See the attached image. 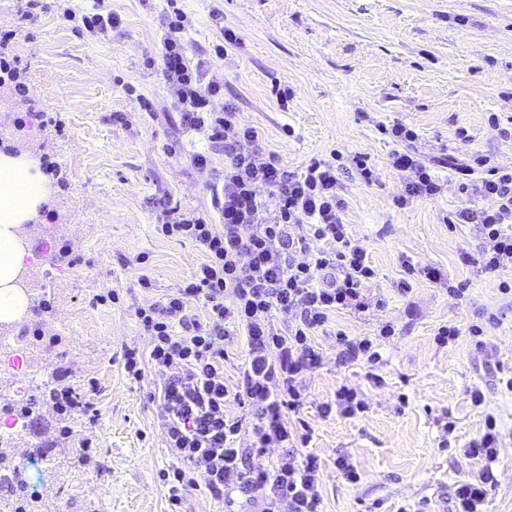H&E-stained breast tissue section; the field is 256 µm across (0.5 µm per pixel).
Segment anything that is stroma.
Returning <instances> with one entry per match:
<instances>
[{
	"instance_id": "35a3bbf8",
	"label": "stroma",
	"mask_w": 512,
	"mask_h": 512,
	"mask_svg": "<svg viewBox=\"0 0 512 512\" xmlns=\"http://www.w3.org/2000/svg\"><path fill=\"white\" fill-rule=\"evenodd\" d=\"M173 2L192 21L190 55L207 60L225 102L288 171L336 162L348 234L372 257L369 311L338 314L334 330L319 334L326 362L309 374V399L290 417L313 432L322 512H449L455 486L481 467L463 450L489 418L503 440L485 510L512 512V297L498 289L502 274L481 269L476 226L450 223L479 202L460 190L454 160L480 151L512 167V139L499 134L512 128V0H104L122 23L101 35L79 19L90 0H40L34 9L0 0V34L27 87L19 96L0 84V151L33 153L52 189L40 221L26 228L47 249L26 276L31 313L9 327L26 342L11 359L0 356L9 366L0 374V425L14 430L7 453L41 455L37 475L69 495L70 512L171 510L157 478L177 464L156 418L161 378L150 371L132 382L110 357L122 344H144L135 307L162 301L204 259L193 243L155 230L165 197L209 207L214 178L191 166L205 142L180 126L148 64ZM221 26L238 42L218 57ZM395 122L415 128L411 148L440 182L437 198L394 205L404 181L389 165L394 144L382 128ZM360 154L371 178L352 162ZM406 258L464 282V298L408 279ZM144 274L151 288L141 287ZM111 290L118 302L98 303ZM486 310L500 323L483 347L467 336L452 348L434 343L438 326L464 327ZM386 321L395 335L376 387L362 367L337 363L334 331L368 336ZM34 371L49 373L53 389L87 391L97 423L82 411L57 413L31 385ZM346 382L362 389L368 411L321 416L320 403ZM476 390L482 402H473ZM26 404V417L3 413ZM343 456L357 465V484L337 470Z\"/></svg>"
}]
</instances>
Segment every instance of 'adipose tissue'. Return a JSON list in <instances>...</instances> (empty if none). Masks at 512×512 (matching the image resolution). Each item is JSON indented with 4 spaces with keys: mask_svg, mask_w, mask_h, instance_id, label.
I'll list each match as a JSON object with an SVG mask.
<instances>
[{
    "mask_svg": "<svg viewBox=\"0 0 512 512\" xmlns=\"http://www.w3.org/2000/svg\"><path fill=\"white\" fill-rule=\"evenodd\" d=\"M49 197V183L36 157L0 154V322L20 319L28 305L15 285L27 257L17 231L38 220Z\"/></svg>",
    "mask_w": 512,
    "mask_h": 512,
    "instance_id": "ef3b65f1",
    "label": "adipose tissue"
}]
</instances>
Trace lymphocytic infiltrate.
Returning a JSON list of instances; mask_svg holds the SVG:
<instances>
[{
	"instance_id": "obj_1",
	"label": "lymphocytic infiltrate",
	"mask_w": 512,
	"mask_h": 512,
	"mask_svg": "<svg viewBox=\"0 0 512 512\" xmlns=\"http://www.w3.org/2000/svg\"><path fill=\"white\" fill-rule=\"evenodd\" d=\"M189 27L180 8L168 11L160 71L182 125L206 136L207 150L191 157L194 167L207 170L213 150L224 152V180L210 198L221 221L164 202L158 233L194 243L204 260L163 302L135 308L147 347L123 346L119 364L134 382L149 368L163 378L157 420L178 464L159 478L171 506L195 487L228 510L241 494L251 512H320L321 465L308 449L311 429L290 426L288 419L308 399L307 375L324 363L319 332L336 314L368 311L364 286L375 271L368 251L347 234L335 164L319 160L295 173L276 154H263L256 128L241 123L236 109L224 103L221 85L208 80L206 61L189 56ZM386 133L398 146L390 164L406 176L396 206L439 195L429 167L405 149L415 130L397 122ZM458 172L462 190L488 205L459 209L455 223L476 225L487 244L485 271L511 270L512 234L504 227L512 224V170L472 152ZM474 174L478 182L468 183ZM261 186L276 196V207L260 197ZM394 334L389 322L373 336L337 330L338 356L360 364L367 381L381 385L383 343ZM234 345L244 361L231 383L224 362ZM271 447L280 454L268 468L259 458ZM499 447L496 423L488 421L466 450L482 467L456 486L453 512H484L497 484Z\"/></svg>"
}]
</instances>
